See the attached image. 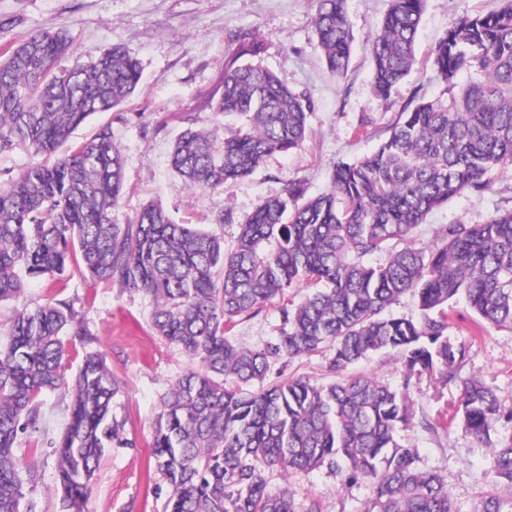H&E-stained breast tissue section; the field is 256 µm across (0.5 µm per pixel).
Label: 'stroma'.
<instances>
[{"instance_id":"stroma-1","label":"stroma","mask_w":512,"mask_h":512,"mask_svg":"<svg viewBox=\"0 0 512 512\" xmlns=\"http://www.w3.org/2000/svg\"><path fill=\"white\" fill-rule=\"evenodd\" d=\"M498 5V0H425L418 63L387 99L376 94L371 82L369 41L390 0H346L355 42L350 68L342 77L331 76L322 61L313 0H0V21L13 23L0 35V49L23 34L54 29L74 39L62 66L115 46L137 57L143 76L136 95L113 111L95 115L75 132L74 140L83 142L95 125L111 123L126 160L125 193L112 213L117 223L132 221L141 207L158 203L175 222L221 234L229 247L237 221L264 199L282 195L289 180L305 181L312 194L326 191L339 161L370 153L377 145L376 131L405 106L439 96L444 84L430 58L435 43L455 19ZM241 29L265 40L264 63L283 83L310 96L314 110L308 138L303 148L273 155L253 174L223 187H184L169 167L168 154L186 116H194L197 127L221 138L238 127L235 120L217 116L208 102L223 92L224 61L234 52L233 35ZM491 178V192L465 191L433 210L417 229V244L430 243L442 225L482 222L497 209L512 207V164L497 169ZM227 210L234 223H217V215ZM54 297L73 302L95 338L94 349L105 354L108 366L124 382L112 413L124 420L125 431L105 451L84 512H161L156 490L164 480L151 459L152 424L162 394L193 363L157 336L149 297L89 277L66 273L28 282L20 299L0 303V324L14 309ZM278 327V309L272 304L251 320L229 327L227 334L240 345L258 348L275 340ZM448 336L469 347L462 375L477 378L495 392L503 408H512V330L478 326L473 312L459 303L448 311ZM325 365L322 353L283 358L273 364L269 378L327 383L331 376ZM354 370L405 389L415 418L399 431V441L417 449L421 470L442 478L460 512H480L490 479L489 450L454 419L456 389L426 374L407 375L393 351L371 354ZM69 402L65 390L45 393L41 417L46 444L33 455L26 441L18 443L23 512H65L53 492L58 460L51 442L67 421ZM439 418L445 427L426 429V422ZM266 478L271 489L288 487L297 512H307L313 503L319 512H365L371 495L366 485L347 483L343 472L325 465L287 476L273 468Z\"/></svg>"}]
</instances>
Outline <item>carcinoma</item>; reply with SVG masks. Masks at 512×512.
I'll return each instance as SVG.
<instances>
[{
	"instance_id": "cac0c4a2",
	"label": "carcinoma",
	"mask_w": 512,
	"mask_h": 512,
	"mask_svg": "<svg viewBox=\"0 0 512 512\" xmlns=\"http://www.w3.org/2000/svg\"><path fill=\"white\" fill-rule=\"evenodd\" d=\"M424 0H391L371 38L372 83L388 98L417 62ZM318 47L328 72L347 73L354 33L346 0H316ZM224 67L218 116L241 121L222 141L186 128L169 165L184 186L211 189L252 174L268 157L303 147L310 99L262 64L266 43L236 34ZM73 39L41 30L0 55V153L17 147L39 160L0 185V302L26 279L68 269L152 297L156 332L197 363L170 386L154 422L152 457L170 488L164 512H296L284 487L269 489L266 470L288 474L323 465L369 484L366 512H459L447 486L397 442L414 409L406 392L377 378L348 375L381 350L401 353L407 375L426 372L459 391L455 416L490 448L491 481L481 512H512V422L493 390L459 370L468 347L448 338V305L463 298L486 324L512 329V209L488 220L440 227L432 242L411 245L416 227L453 196L485 193L486 175L512 162V0L486 14L456 19L433 50L445 89L406 108L377 149L336 164L329 189L310 196L302 181L264 201L240 224L234 247L194 224H177L146 205L128 224L112 221L125 189L126 161L112 123L61 151L76 129L129 100L140 62L105 50L87 63L60 66ZM474 74L464 84L462 71ZM385 256L378 264L367 258ZM314 288L300 304L288 288ZM416 297L420 319L385 317L402 295ZM279 299L280 334L262 349L236 344L226 326ZM0 344V512H20L19 436L37 453L42 395L63 387L69 420L54 442L55 489L67 512H83L104 450L124 423L111 415L123 382L103 354L83 350L66 379L63 359L94 342L73 303L55 299L13 314ZM331 351L338 380L303 378L262 385L273 361Z\"/></svg>"
}]
</instances>
